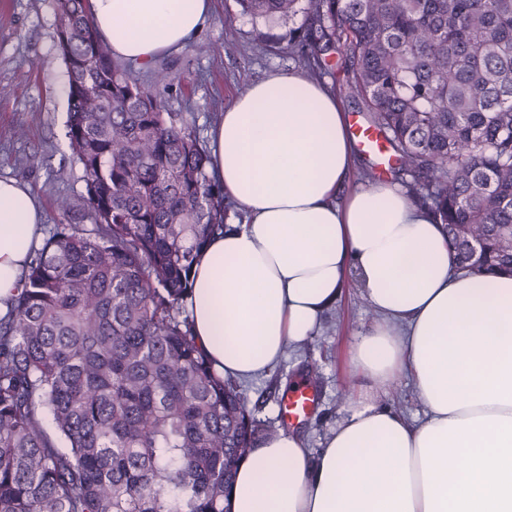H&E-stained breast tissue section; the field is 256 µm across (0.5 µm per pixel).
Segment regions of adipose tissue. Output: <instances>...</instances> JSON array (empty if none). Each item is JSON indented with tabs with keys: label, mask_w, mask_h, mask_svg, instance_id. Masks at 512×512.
Segmentation results:
<instances>
[{
	"label": "adipose tissue",
	"mask_w": 512,
	"mask_h": 512,
	"mask_svg": "<svg viewBox=\"0 0 512 512\" xmlns=\"http://www.w3.org/2000/svg\"><path fill=\"white\" fill-rule=\"evenodd\" d=\"M214 0H91L115 58L148 66L183 48ZM210 172L243 224L199 252L185 305L214 370L267 375L316 336L349 276L376 316L349 349L363 384L319 456L274 432L240 463L229 512H512V275L457 272L442 225L397 185L337 200L355 144L336 95L276 72L209 133ZM44 214L0 179V316ZM409 379L410 422L378 394Z\"/></svg>",
	"instance_id": "obj_1"
}]
</instances>
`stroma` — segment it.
Wrapping results in <instances>:
<instances>
[{
  "label": "stroma",
  "mask_w": 512,
  "mask_h": 512,
  "mask_svg": "<svg viewBox=\"0 0 512 512\" xmlns=\"http://www.w3.org/2000/svg\"><path fill=\"white\" fill-rule=\"evenodd\" d=\"M57 15L53 0H0V178L25 182L45 213L46 224L88 223L81 196L84 184L71 164L65 137L67 72L56 48ZM303 14L255 18L237 0H214V10L190 45L160 57L174 81L171 109L184 113L200 139L222 118L224 109L251 83L276 71L307 74L295 39ZM73 209L61 216L58 197ZM355 282H348L328 312L317 336L285 358L264 377L242 387L255 419L282 430L280 405L290 384L313 382L320 396L311 415L295 424L311 454H319L326 433L343 414L339 394L345 383L360 387L349 365L348 349L374 322Z\"/></svg>",
  "instance_id": "35a3bbf8"
}]
</instances>
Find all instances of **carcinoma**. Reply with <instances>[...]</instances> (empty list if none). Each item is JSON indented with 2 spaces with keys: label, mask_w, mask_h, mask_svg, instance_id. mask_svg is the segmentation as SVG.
I'll return each mask as SVG.
<instances>
[{
  "label": "carcinoma",
  "mask_w": 512,
  "mask_h": 512,
  "mask_svg": "<svg viewBox=\"0 0 512 512\" xmlns=\"http://www.w3.org/2000/svg\"><path fill=\"white\" fill-rule=\"evenodd\" d=\"M89 2L56 0V44L91 224L50 228L0 318V512H224L239 460L270 431L182 307L197 251L226 228L224 192L170 111L168 69L142 85ZM237 2L303 13L308 78L344 73L457 270L512 273V0Z\"/></svg>",
  "instance_id": "cac0c4a2"
}]
</instances>
